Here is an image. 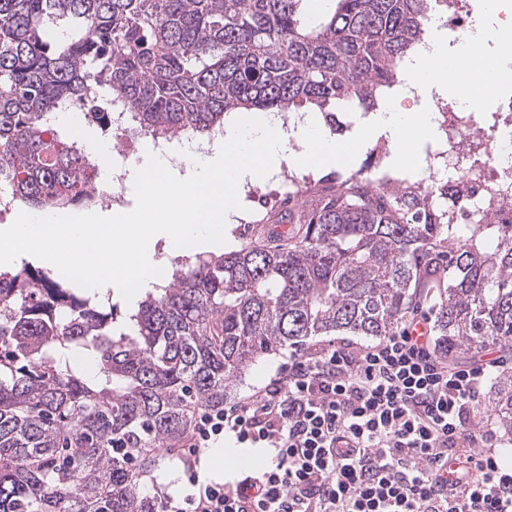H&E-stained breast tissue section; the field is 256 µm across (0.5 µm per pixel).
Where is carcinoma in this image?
<instances>
[{
    "mask_svg": "<svg viewBox=\"0 0 512 512\" xmlns=\"http://www.w3.org/2000/svg\"><path fill=\"white\" fill-rule=\"evenodd\" d=\"M436 2L0 0V182L28 209L70 208L87 146L43 115L105 127V90L161 137L243 109L373 112ZM371 168L269 209L254 242L171 259L122 312L48 268L0 266V512H161L141 479L196 412L313 336H389L427 303L448 352L511 342L512 224H454L457 186L438 206ZM492 411L512 436V377Z\"/></svg>",
    "mask_w": 512,
    "mask_h": 512,
    "instance_id": "cac0c4a2",
    "label": "carcinoma"
}]
</instances>
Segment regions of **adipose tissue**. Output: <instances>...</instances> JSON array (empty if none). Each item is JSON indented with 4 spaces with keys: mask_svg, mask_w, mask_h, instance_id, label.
Listing matches in <instances>:
<instances>
[{
    "mask_svg": "<svg viewBox=\"0 0 512 512\" xmlns=\"http://www.w3.org/2000/svg\"><path fill=\"white\" fill-rule=\"evenodd\" d=\"M511 6L507 0H491L474 31L453 48L446 31H433L414 55L401 93L383 98L351 138L330 136L312 114L290 129L273 112L232 117L224 122L223 142L205 149L184 147L185 169L170 167L158 153L145 149L131 168L143 198L138 211L80 214L64 224H34L24 216L17 224L0 227V263L36 257L67 270L91 290H119L131 283L147 289L155 283L158 243L167 244L172 253L191 240L205 248L223 244L222 227L237 217L235 201L244 186L272 177L282 166L340 170L362 142L384 136L393 146L396 167L413 170L415 140L434 138L438 132L434 96L475 111L477 97L460 92L470 81V67H477L485 87L500 75L512 74V50L507 47L512 36L496 21L497 12ZM415 97L422 99V106L402 108V99ZM298 144L303 147L299 153L294 150Z\"/></svg>",
    "mask_w": 512,
    "mask_h": 512,
    "instance_id": "ef3b65f1",
    "label": "adipose tissue"
}]
</instances>
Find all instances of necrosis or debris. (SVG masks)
<instances>
[{"instance_id":"obj_1","label":"necrosis or debris","mask_w":512,"mask_h":512,"mask_svg":"<svg viewBox=\"0 0 512 512\" xmlns=\"http://www.w3.org/2000/svg\"><path fill=\"white\" fill-rule=\"evenodd\" d=\"M110 110L112 128L126 148L121 153V162L113 163L109 168L105 167L101 153L92 150L87 154L96 171L110 173L107 182L99 184L94 195L96 205L101 209L123 205L125 165L137 153L139 145L150 143L171 166L179 167L183 164L180 147L197 139L195 133L187 131L174 139L155 137L148 140L131 130L132 111L128 105L117 103L111 105ZM436 110L442 146L431 163L464 186L467 208L457 216V223L466 224L480 217L492 224H512V208L501 205L502 196L512 193V161L508 164L500 161L504 154L512 158V94L500 97L493 111L479 117L454 103L438 104ZM478 120L484 124L481 133L470 136L469 130Z\"/></svg>"}]
</instances>
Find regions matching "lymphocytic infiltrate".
I'll list each match as a JSON object with an SVG mask.
<instances>
[{
    "mask_svg": "<svg viewBox=\"0 0 512 512\" xmlns=\"http://www.w3.org/2000/svg\"><path fill=\"white\" fill-rule=\"evenodd\" d=\"M415 314L382 341L293 352L255 393L197 412L176 453L187 489L162 512H512V465L475 426L495 359L452 366ZM265 448L220 483L201 451Z\"/></svg>",
    "mask_w": 512,
    "mask_h": 512,
    "instance_id": "lymphocytic-infiltrate-1",
    "label": "lymphocytic infiltrate"
}]
</instances>
